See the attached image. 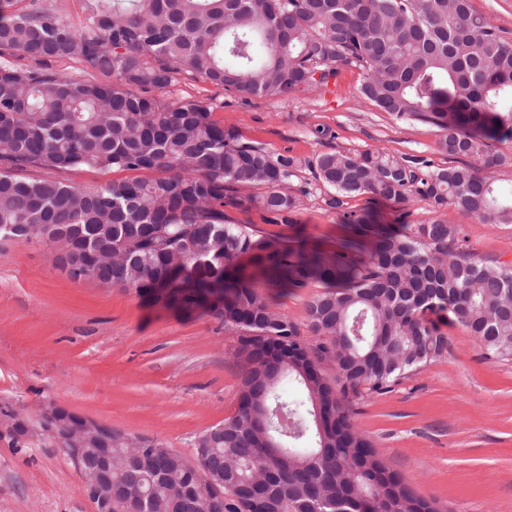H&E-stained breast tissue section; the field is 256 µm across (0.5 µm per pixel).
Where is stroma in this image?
<instances>
[{"label": "stroma", "mask_w": 512, "mask_h": 512, "mask_svg": "<svg viewBox=\"0 0 512 512\" xmlns=\"http://www.w3.org/2000/svg\"><path fill=\"white\" fill-rule=\"evenodd\" d=\"M361 72L341 68L325 88L295 98L225 92L178 74L159 96L205 99L212 118L272 154L311 157L384 148L444 167L436 126L379 111L360 92ZM301 193L288 224L258 208H227L232 222L290 246L335 249L348 235L347 214L377 223L463 225L466 246L488 263L512 261V224H489L422 201L395 203L363 194L330 207L331 190L298 170ZM56 247L0 242V410L37 422L56 405L113 431L157 442L194 459L195 442L237 409L243 363L238 332L211 314L185 315L147 303L129 288L69 277ZM258 294L296 324L311 344L307 304L318 286L283 290L257 281ZM442 330L448 349L384 393L350 397L355 428L439 512H512V362L485 359L458 325ZM0 512H95L69 457L47 432L14 444L0 430Z\"/></svg>", "instance_id": "stroma-1"}]
</instances>
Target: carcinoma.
Returning <instances> with one entry per match:
<instances>
[{"label":"carcinoma","mask_w":512,"mask_h":512,"mask_svg":"<svg viewBox=\"0 0 512 512\" xmlns=\"http://www.w3.org/2000/svg\"><path fill=\"white\" fill-rule=\"evenodd\" d=\"M13 5L0 0V241L63 244L71 278L92 274L239 332L237 410L205 432L206 463L194 472L167 451L159 469L133 468V449L114 437L112 483L130 489L117 512H143L145 499L167 512L165 489L181 484L197 492L180 512H211L210 477L224 483L223 512H331L322 496L331 483L340 512H356L353 498L365 494L378 512H436L353 427L345 400L386 392L442 356V316L487 359L512 361V263H486L466 249L463 225L439 219L392 225L361 214L348 219L349 239L321 251L229 224L224 207L287 224L297 199L286 184L304 167L336 192L332 207L371 194L512 223V186L494 175L505 159L490 150L512 137V42L472 0H86L80 29L52 7ZM59 57L112 81L67 78L49 67ZM343 65L362 70L360 93L381 111L445 131L440 148L461 164L384 148L275 156L214 122L208 101L151 95L184 72L288 100ZM33 167L158 176L80 189L26 176ZM242 257L273 286H323L308 312L327 343L312 347L259 296Z\"/></svg>","instance_id":"1"}]
</instances>
